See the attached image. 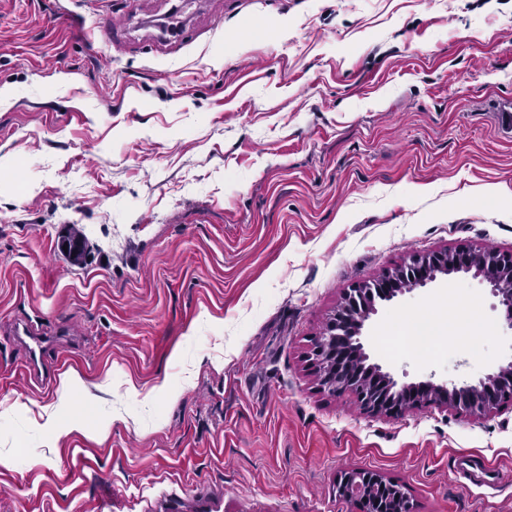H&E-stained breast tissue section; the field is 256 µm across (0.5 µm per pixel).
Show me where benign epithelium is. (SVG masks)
<instances>
[{
    "mask_svg": "<svg viewBox=\"0 0 512 512\" xmlns=\"http://www.w3.org/2000/svg\"><path fill=\"white\" fill-rule=\"evenodd\" d=\"M460 273L482 278L512 315V253L462 248L415 255L404 266L351 289L338 306L327 328L313 344L312 356L319 368L321 387L336 396L353 392L363 410L385 415H399L409 408L435 405L487 416L497 412L501 404L512 401V362L476 382L460 384L436 382L430 378L400 385L375 365L373 370L381 378L382 386L376 391L363 389L355 380L345 378L341 361L335 358L333 349L348 339L344 336V328L348 325L351 326L348 340L359 351H364L362 330L377 313L376 296L391 301L443 277ZM389 488L390 482L381 475L362 469L346 471L339 480L341 496L365 510L370 504L377 503L378 494Z\"/></svg>",
    "mask_w": 512,
    "mask_h": 512,
    "instance_id": "obj_1",
    "label": "benign epithelium"
}]
</instances>
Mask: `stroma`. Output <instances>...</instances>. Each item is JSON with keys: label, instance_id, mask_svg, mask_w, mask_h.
Masks as SVG:
<instances>
[{"label": "stroma", "instance_id": "1", "mask_svg": "<svg viewBox=\"0 0 512 512\" xmlns=\"http://www.w3.org/2000/svg\"><path fill=\"white\" fill-rule=\"evenodd\" d=\"M171 8L0 0V512H357V468L416 512H512L511 403L364 414L308 360L409 254L512 253V0H193L169 39ZM451 288L483 329L410 353ZM20 324L54 339L42 378ZM363 341L401 383L512 362L469 275L379 303ZM68 371L109 384L81 432ZM63 246H67L64 251ZM58 247L66 253L74 264L81 265L87 258V244L82 231L72 227L69 232L61 237ZM393 484L385 480L381 475L362 469H352L340 476L339 491L346 500L353 502L367 512L370 503H377L375 498L379 493H384Z\"/></svg>", "mask_w": 512, "mask_h": 512}]
</instances>
